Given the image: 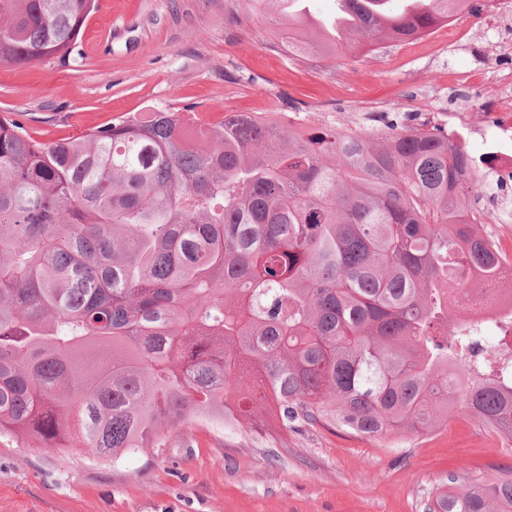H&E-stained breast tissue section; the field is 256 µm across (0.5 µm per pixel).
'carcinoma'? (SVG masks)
<instances>
[{
    "label": "carcinoma",
    "instance_id": "cac0c4a2",
    "mask_svg": "<svg viewBox=\"0 0 512 512\" xmlns=\"http://www.w3.org/2000/svg\"><path fill=\"white\" fill-rule=\"evenodd\" d=\"M97 0H0V62L79 52ZM303 52L426 36L460 0L387 25L346 0ZM156 109L45 143L0 115V437L115 457L162 426L224 418L256 436L321 424L382 438L459 402L512 437L508 368L469 371L448 289L499 258L464 219L484 189L436 127L304 137L229 112L190 134ZM429 512H512V471L451 476Z\"/></svg>",
    "mask_w": 512,
    "mask_h": 512
}]
</instances>
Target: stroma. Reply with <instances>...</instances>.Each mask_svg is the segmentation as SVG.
Returning a JSON list of instances; mask_svg holds the SVG:
<instances>
[{
    "instance_id": "35a3bbf8",
    "label": "stroma",
    "mask_w": 512,
    "mask_h": 512,
    "mask_svg": "<svg viewBox=\"0 0 512 512\" xmlns=\"http://www.w3.org/2000/svg\"><path fill=\"white\" fill-rule=\"evenodd\" d=\"M470 40L440 26L411 45L370 54L288 55L244 0H98L80 55L0 63V115L50 142L156 108L302 111L312 127L442 126L482 120L512 73V20L491 38L490 0H477ZM159 447L100 458L85 448H30L0 437V512H427L452 474L490 481L512 470V447L466 415L425 432L369 439L313 425L285 444L190 418Z\"/></svg>"
}]
</instances>
